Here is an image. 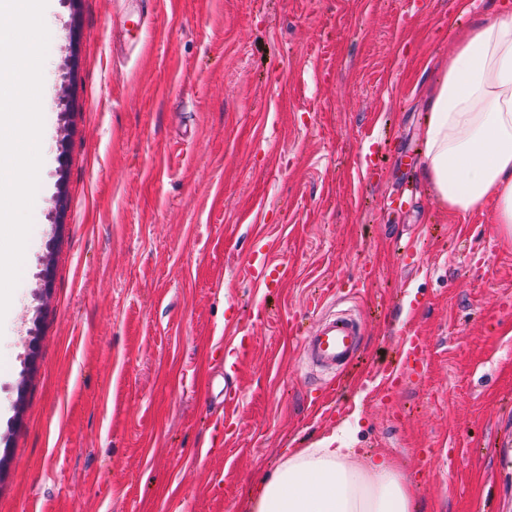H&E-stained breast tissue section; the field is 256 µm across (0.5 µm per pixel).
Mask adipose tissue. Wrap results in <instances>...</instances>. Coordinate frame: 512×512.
<instances>
[{
	"label": "adipose tissue",
	"instance_id": "1",
	"mask_svg": "<svg viewBox=\"0 0 512 512\" xmlns=\"http://www.w3.org/2000/svg\"><path fill=\"white\" fill-rule=\"evenodd\" d=\"M428 100L423 173L456 217L488 210L512 240V14L475 16ZM353 448H292L261 478L250 512H415V489L386 457Z\"/></svg>",
	"mask_w": 512,
	"mask_h": 512
}]
</instances>
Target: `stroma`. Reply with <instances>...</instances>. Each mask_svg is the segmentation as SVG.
Returning <instances> with one entry per match:
<instances>
[{
  "instance_id": "1",
  "label": "stroma",
  "mask_w": 512,
  "mask_h": 512,
  "mask_svg": "<svg viewBox=\"0 0 512 512\" xmlns=\"http://www.w3.org/2000/svg\"><path fill=\"white\" fill-rule=\"evenodd\" d=\"M461 2L55 0L0 512H247L288 449L332 442L392 460L420 512H512V242L421 168L436 63L512 7ZM404 182L416 206L384 207ZM258 248L279 287L251 285ZM318 301L363 324L339 375L300 341ZM410 330L426 370L378 401Z\"/></svg>"
}]
</instances>
